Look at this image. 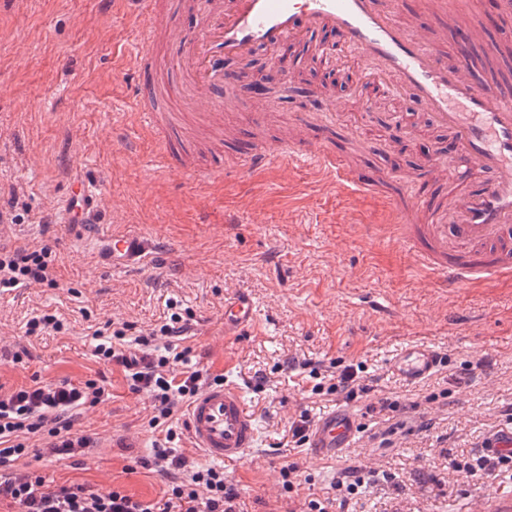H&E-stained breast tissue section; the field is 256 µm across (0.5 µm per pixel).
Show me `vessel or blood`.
I'll use <instances>...</instances> for the list:
<instances>
[{"instance_id": "vessel-or-blood-1", "label": "vessel or blood", "mask_w": 512, "mask_h": 512, "mask_svg": "<svg viewBox=\"0 0 512 512\" xmlns=\"http://www.w3.org/2000/svg\"><path fill=\"white\" fill-rule=\"evenodd\" d=\"M136 15L137 51L132 73V104L140 126L151 132L160 147V167L176 172L172 145L183 116L160 107L158 88L141 84L152 73L151 51L167 23L164 0H125ZM316 31H332L335 45H319L322 56H354L376 70L386 89L424 109L432 124L448 129L455 142L449 161L440 170L461 190L450 204L457 221L433 224L431 203L413 193L408 177L392 179L382 191L375 178L343 163L327 140L298 146L280 139L242 155L240 174L303 164L358 193H385L397 217L396 237L406 251L434 275L437 287L453 291L477 283L512 286V93L479 83L471 60L457 55L446 61L430 42L400 24L387 0H231L228 8H214L192 36L179 39L172 61L183 82L211 104L224 92L223 61L263 47L276 49L288 41H305ZM103 199L89 179L75 182L63 211V221L80 213L84 223L97 221ZM113 267L132 266L146 255L148 244L136 233L96 237ZM255 318L247 294L224 301V326L244 330ZM389 366L409 382L421 380L437 367L435 352L412 342L399 349ZM187 431L196 448L209 460H242L254 448L257 426L244 406L240 390L231 383L203 389L187 410ZM356 434L355 417L338 408L321 417L311 446L321 459L335 458Z\"/></svg>"}]
</instances>
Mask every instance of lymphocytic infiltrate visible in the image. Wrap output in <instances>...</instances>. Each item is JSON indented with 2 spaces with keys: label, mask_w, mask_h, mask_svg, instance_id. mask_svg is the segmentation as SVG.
Instances as JSON below:
<instances>
[{
  "label": "lymphocytic infiltrate",
  "mask_w": 512,
  "mask_h": 512,
  "mask_svg": "<svg viewBox=\"0 0 512 512\" xmlns=\"http://www.w3.org/2000/svg\"><path fill=\"white\" fill-rule=\"evenodd\" d=\"M20 284L56 287L49 247H0V288ZM189 321V315L171 312L158 329L131 342L126 339L128 324L121 323L96 347L97 357L121 368L130 390L150 401L148 425L164 438L141 464L178 474L166 497L145 503L119 489L99 492L83 484L53 488L44 476L18 469L34 440L44 441L47 453L58 460L85 455L94 440L77 429L79 412L103 403L108 395L100 379L78 383L36 379L0 391V499L10 500L16 512H238L239 493L226 482L223 469L202 467L195 457L173 449L180 439L173 419L183 415L212 382L207 371L188 365L186 351L178 350L175 343L187 332ZM363 485L357 469L347 468L336 480L335 495L308 501L307 512H344Z\"/></svg>",
  "instance_id": "obj_1"
}]
</instances>
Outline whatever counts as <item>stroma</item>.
Here are the masks:
<instances>
[{
  "label": "stroma",
  "instance_id": "obj_1",
  "mask_svg": "<svg viewBox=\"0 0 512 512\" xmlns=\"http://www.w3.org/2000/svg\"><path fill=\"white\" fill-rule=\"evenodd\" d=\"M437 0H399L397 19L431 33L438 49L455 41L438 19ZM295 44L290 83L276 85L263 107L244 89L211 108L187 90L171 93L177 112H212L188 136L191 163L223 173L208 187L157 173L159 147L141 129L129 99L133 23L124 0H12L0 11V185L16 190L12 209L21 221L0 227L8 248L48 246L56 287L22 286L0 294V387L32 379L79 382L104 374L109 400L83 413L78 429L92 435L87 455L58 462L30 448L23 467L49 485L118 488L144 502L167 493L170 473L140 465L152 454L156 432L146 396L132 393L121 370L100 362L96 332L109 322L130 324L131 336L150 332L167 317L169 302L192 313L178 345L192 362L224 376L244 393L258 420V440L243 460L224 465L240 493L243 512H301L321 499L344 469L364 473L356 512H475L487 496L512 481L475 480L448 469L449 457L481 452L506 430L512 406V286L477 284L454 292L436 288L431 273L405 252L394 216L381 198L336 187L306 167L234 173L233 141L271 142L289 135L304 141L316 127L299 122L290 98L318 89L305 45ZM368 101L367 115L348 105L336 114L332 146L356 166L414 174L435 150L441 129L427 125L401 96L374 91L357 58L334 62ZM367 118L376 128L400 123L407 141L396 148L360 146L349 127ZM224 125V152L211 149ZM97 181L104 207L98 229L136 232L149 244L138 265L103 266L95 241L63 224L69 183L76 173ZM235 223H226V216ZM243 292L256 313L237 336L224 333V301ZM45 314L64 318L67 331L26 335ZM425 342L442 365L408 383L389 362L403 345ZM24 352L22 362L13 352ZM315 363L328 377L365 363L378 393L417 410L366 412L367 395L347 402L315 394L290 381L291 361ZM349 407L361 431L334 460L311 449L289 450L288 430L301 413L319 419ZM430 430H421V423ZM300 467V483L283 486V462Z\"/></svg>",
  "mask_w": 512,
  "mask_h": 512
}]
</instances>
